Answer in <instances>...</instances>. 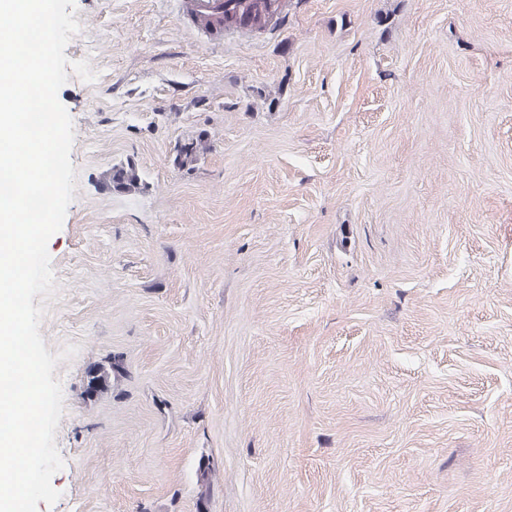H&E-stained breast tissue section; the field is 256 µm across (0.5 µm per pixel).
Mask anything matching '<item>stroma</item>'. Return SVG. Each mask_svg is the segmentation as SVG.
I'll return each instance as SVG.
<instances>
[{
	"label": "stroma",
	"instance_id": "1",
	"mask_svg": "<svg viewBox=\"0 0 512 512\" xmlns=\"http://www.w3.org/2000/svg\"><path fill=\"white\" fill-rule=\"evenodd\" d=\"M74 18L37 512H512V0H284L206 46L175 0ZM209 148L208 134L206 131H201L195 141L180 146L177 150L176 156L173 159L174 166L184 168L191 165L197 160L200 152L206 151ZM101 183L113 193L132 194L145 188L142 175L135 164L115 165L102 173ZM118 365L112 364L108 359L105 363L93 365L87 371L86 391L93 397L112 386V373Z\"/></svg>",
	"mask_w": 512,
	"mask_h": 512
}]
</instances>
